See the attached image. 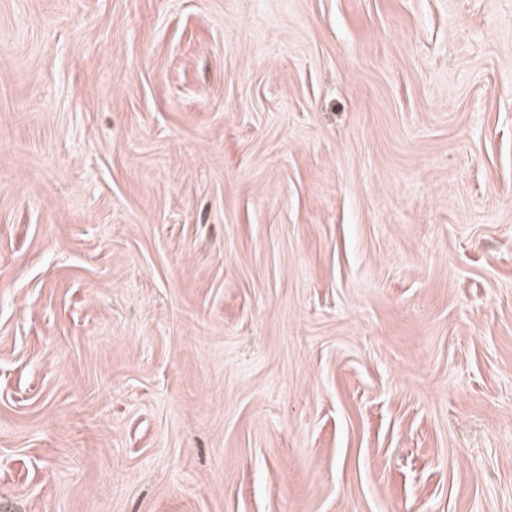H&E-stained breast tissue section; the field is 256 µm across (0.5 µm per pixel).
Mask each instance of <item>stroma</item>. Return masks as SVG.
<instances>
[{
    "label": "stroma",
    "instance_id": "35a3bbf8",
    "mask_svg": "<svg viewBox=\"0 0 512 512\" xmlns=\"http://www.w3.org/2000/svg\"><path fill=\"white\" fill-rule=\"evenodd\" d=\"M0 512H512V0H0Z\"/></svg>",
    "mask_w": 512,
    "mask_h": 512
}]
</instances>
